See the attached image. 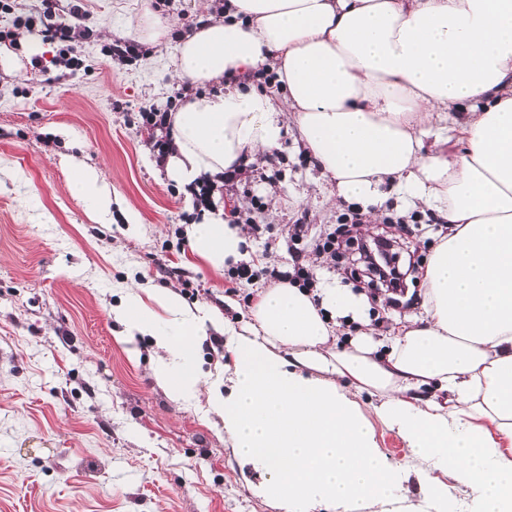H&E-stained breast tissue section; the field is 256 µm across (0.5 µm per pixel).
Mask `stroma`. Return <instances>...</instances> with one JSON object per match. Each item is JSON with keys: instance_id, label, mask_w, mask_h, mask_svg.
<instances>
[{"instance_id": "obj_1", "label": "stroma", "mask_w": 512, "mask_h": 512, "mask_svg": "<svg viewBox=\"0 0 512 512\" xmlns=\"http://www.w3.org/2000/svg\"><path fill=\"white\" fill-rule=\"evenodd\" d=\"M141 3L83 0L94 31L76 44L86 71L64 75L55 45L36 32L0 61V512H278L255 494L264 474L240 467L206 396L173 400L152 375V339L123 338L112 309L144 284L250 322L254 284L293 267L297 215L316 237L335 228L340 211L315 182L312 159L288 140L220 189L249 230L257 283L230 282L192 253L183 234L192 210L141 118L173 108L185 89L174 75L177 43L132 59L108 53L132 41L127 21ZM74 168L104 177L111 221L69 193ZM124 202L137 224L125 222ZM443 230L425 207L401 210L392 199L353 229L391 241L408 273L398 289L370 282L354 247L336 260L308 248L304 263L315 282L330 277L364 294L381 334L419 313L417 273ZM375 430L406 475L401 508L423 512L428 464L397 431Z\"/></svg>"}]
</instances>
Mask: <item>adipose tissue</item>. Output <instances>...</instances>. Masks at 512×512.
Wrapping results in <instances>:
<instances>
[{"mask_svg":"<svg viewBox=\"0 0 512 512\" xmlns=\"http://www.w3.org/2000/svg\"><path fill=\"white\" fill-rule=\"evenodd\" d=\"M129 26L147 45L172 34L151 0ZM263 68L277 89L250 81ZM175 75L193 88L167 118L165 172L180 186L221 185L291 136L337 202L416 200L448 232L422 269L420 313L344 348L340 320L364 297L332 281L255 289L240 329L170 289L127 294L112 314L163 353L156 382L182 401L206 393L280 512L385 504L401 485L355 390L433 469L428 512H455L444 473L469 489L465 512H512V0H225L181 36ZM67 187L110 216L100 174L75 172ZM186 235L214 271L245 257V230L223 208ZM209 324L226 338L225 390L202 385Z\"/></svg>","mask_w":512,"mask_h":512,"instance_id":"1","label":"adipose tissue"}]
</instances>
